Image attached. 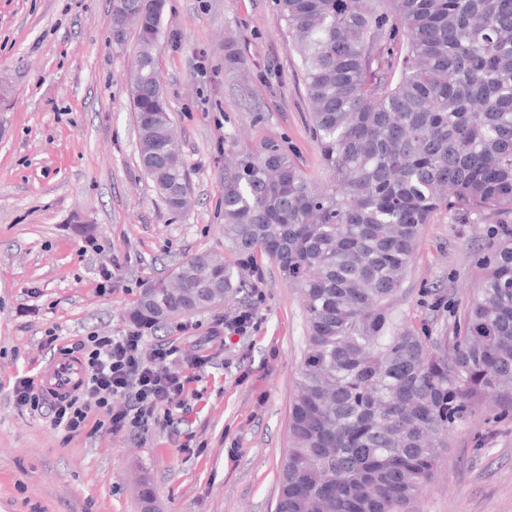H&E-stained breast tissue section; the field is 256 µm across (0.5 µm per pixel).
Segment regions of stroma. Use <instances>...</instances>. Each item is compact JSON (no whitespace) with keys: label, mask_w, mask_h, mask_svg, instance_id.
Here are the masks:
<instances>
[{"label":"stroma","mask_w":512,"mask_h":512,"mask_svg":"<svg viewBox=\"0 0 512 512\" xmlns=\"http://www.w3.org/2000/svg\"><path fill=\"white\" fill-rule=\"evenodd\" d=\"M111 28L112 0H0V80L12 88L0 102V512H275L305 315L266 258L244 298L143 328L145 351L176 338L184 358H212L179 427L115 433L94 412L68 438L13 402L15 378L51 358L46 331L61 348L123 333L146 281L200 252L234 260L220 215L225 136L276 142L320 170L275 0H166L158 73L192 198L172 215L137 159V39L117 46ZM491 231L454 211L424 226L399 308L431 336H453ZM246 308L245 335L209 341ZM409 512H512V414L488 403L460 425Z\"/></svg>","instance_id":"1"}]
</instances>
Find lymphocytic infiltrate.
Returning a JSON list of instances; mask_svg holds the SVG:
<instances>
[{
	"instance_id": "1",
	"label": "lymphocytic infiltrate",
	"mask_w": 512,
	"mask_h": 512,
	"mask_svg": "<svg viewBox=\"0 0 512 512\" xmlns=\"http://www.w3.org/2000/svg\"><path fill=\"white\" fill-rule=\"evenodd\" d=\"M70 353L81 360L85 382L74 395L50 398L31 377L15 379L16 405L49 420L52 428L80 433L91 412L102 414L112 432L143 433L172 423L186 406L192 383L201 379L209 363L198 355L187 371L177 370L180 349L176 344L145 352L143 335L130 330L117 336L91 335L71 344Z\"/></svg>"
}]
</instances>
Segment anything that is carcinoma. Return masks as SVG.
<instances>
[{
	"mask_svg": "<svg viewBox=\"0 0 512 512\" xmlns=\"http://www.w3.org/2000/svg\"><path fill=\"white\" fill-rule=\"evenodd\" d=\"M301 57L321 176L276 143L238 148L221 207L233 251L299 288L306 348L277 512H407L454 430L495 397L512 409V0H277ZM162 0H112L137 35L129 92L142 171L188 204L154 48ZM498 224L452 340L395 307L422 229L442 211ZM130 311L160 326L248 287L195 254Z\"/></svg>",
	"mask_w": 512,
	"mask_h": 512,
	"instance_id": "cac0c4a2",
	"label": "carcinoma"
}]
</instances>
